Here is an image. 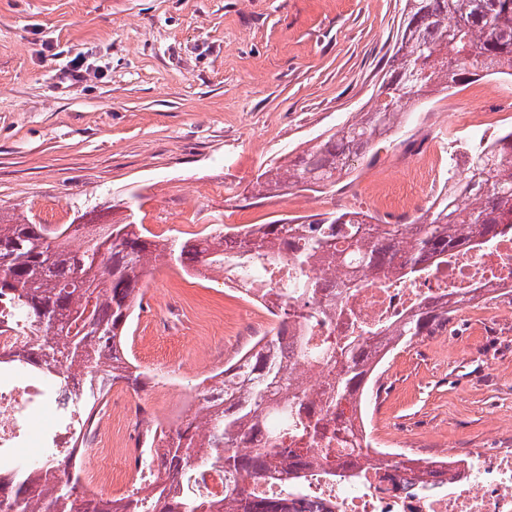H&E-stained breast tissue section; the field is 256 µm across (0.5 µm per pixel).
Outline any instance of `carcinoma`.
<instances>
[{
	"label": "carcinoma",
	"mask_w": 512,
	"mask_h": 512,
	"mask_svg": "<svg viewBox=\"0 0 512 512\" xmlns=\"http://www.w3.org/2000/svg\"><path fill=\"white\" fill-rule=\"evenodd\" d=\"M388 74L376 90V104L355 121L282 164L269 165L252 183L254 197L272 198L288 189L334 186L348 175L353 159L372 152L373 142L400 126L420 99L482 69L512 79V0H405ZM489 144L501 162L491 165L469 147L472 166L464 177L448 168V185L463 181V203L444 194L419 224H379L369 213L341 210L305 224L297 218L233 228L185 240H157L136 220L101 224L83 238L44 224L6 220L0 215V324L19 329L23 344L16 358L39 369L60 386L73 382L75 406L91 417L108 393L106 382L145 387L148 374L131 358L126 332L140 308L142 281L153 263L173 262L187 273L224 272L257 276L266 266L292 261L300 271L314 260L341 262L336 238L348 239L351 258L366 276L399 272L413 280L421 269L469 245L474 237L491 243L512 235V134ZM330 290L327 282H300L281 293L277 321L269 331L222 370L224 385L208 389L209 410L185 420L170 434L156 436L167 449L159 463L156 492L145 501L132 492L115 500L89 495L70 460L54 453L33 462L0 464V512H204L213 509L199 482L202 469L222 468L224 501L231 512H277L279 503L257 492L279 477L283 491L305 481L312 457L284 447L287 439L314 435L323 421L343 417L330 408L363 397L381 352L390 340L410 342L448 325L452 312L427 306L376 345L353 337L344 346L312 350V361L338 365L330 400L299 391L281 364L278 347L288 343V326L298 316L316 321L324 309L296 310L292 297L310 301ZM62 360L67 369L52 364ZM364 457L361 437L348 429L338 454L319 456L324 475L336 467L357 478Z\"/></svg>",
	"instance_id": "cac0c4a2"
}]
</instances>
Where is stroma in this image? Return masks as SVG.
Returning <instances> with one entry per match:
<instances>
[{"label":"stroma","instance_id":"1","mask_svg":"<svg viewBox=\"0 0 512 512\" xmlns=\"http://www.w3.org/2000/svg\"><path fill=\"white\" fill-rule=\"evenodd\" d=\"M404 0H0V210L61 227L110 224L135 212L161 224H266L277 217L375 208L388 223L420 216L439 194L420 124L441 128L434 103L512 113V96L478 73L434 93L324 193L257 201L260 168L285 162L369 110L389 65ZM92 70L68 74L76 53ZM406 161L413 190L389 197L386 168ZM128 349L155 378L114 386L158 420L184 390L254 343L258 309L221 278L170 265L148 278ZM400 354L371 423L389 444L484 447L512 428V308L456 319Z\"/></svg>","mask_w":512,"mask_h":512}]
</instances>
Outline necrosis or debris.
<instances>
[{"instance_id": "4bbe7bcc", "label": "necrosis or debris", "mask_w": 512, "mask_h": 512, "mask_svg": "<svg viewBox=\"0 0 512 512\" xmlns=\"http://www.w3.org/2000/svg\"><path fill=\"white\" fill-rule=\"evenodd\" d=\"M306 273L316 279L335 277V296L321 297L326 311L311 325L296 322L298 336L307 347L331 348L350 337H373L422 305L444 303L466 296L471 311H484L489 303L512 297V235L484 247L449 252L447 258L409 283L391 273L382 278L363 277L360 269L321 261ZM294 274L291 264L269 266L259 281H226L227 287L269 309L278 303L272 288ZM288 373L308 395L326 398L336 380L334 370L308 363L301 357L288 361ZM66 396L48 378L13 368L0 376V458L16 461L31 437L36 413L44 427L38 449H72L79 465L95 464L111 471L112 458L99 445L101 425L68 413ZM146 424L125 431V450L119 468L131 487L148 493L155 484L153 471L143 467L144 457L160 458L162 449L146 439ZM358 481L328 480L321 468L308 471L303 490L289 496L283 512H512V448L489 442L477 452L444 449L423 458L410 448L371 447L361 459Z\"/></svg>"}]
</instances>
